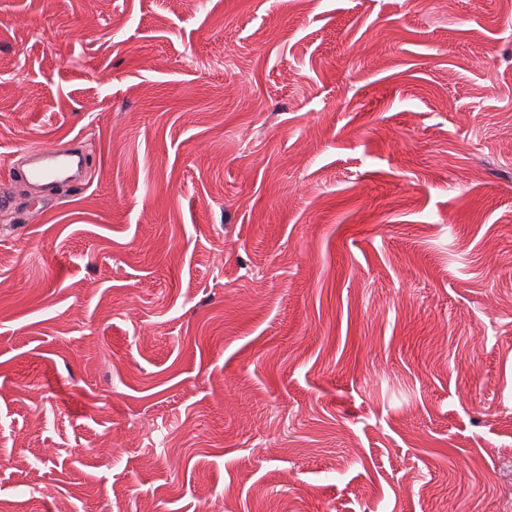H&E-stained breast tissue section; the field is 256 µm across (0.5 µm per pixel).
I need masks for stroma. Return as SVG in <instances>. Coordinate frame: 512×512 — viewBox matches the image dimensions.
I'll list each match as a JSON object with an SVG mask.
<instances>
[{
    "label": "stroma",
    "instance_id": "35a3bbf8",
    "mask_svg": "<svg viewBox=\"0 0 512 512\" xmlns=\"http://www.w3.org/2000/svg\"><path fill=\"white\" fill-rule=\"evenodd\" d=\"M510 130L512 0H0V512H512ZM28 155L26 169L13 168L15 176L23 181L52 185L58 182L80 183L84 177L87 163L80 140L66 150L39 148L30 150Z\"/></svg>",
    "mask_w": 512,
    "mask_h": 512
}]
</instances>
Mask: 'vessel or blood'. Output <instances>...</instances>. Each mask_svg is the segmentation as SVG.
Here are the masks:
<instances>
[{
  "label": "vessel or blood",
  "instance_id": "obj_1",
  "mask_svg": "<svg viewBox=\"0 0 512 512\" xmlns=\"http://www.w3.org/2000/svg\"><path fill=\"white\" fill-rule=\"evenodd\" d=\"M86 170V157L81 143L65 150L39 148L30 151L27 168L16 169L21 180L43 185L58 182H81Z\"/></svg>",
  "mask_w": 512,
  "mask_h": 512
}]
</instances>
